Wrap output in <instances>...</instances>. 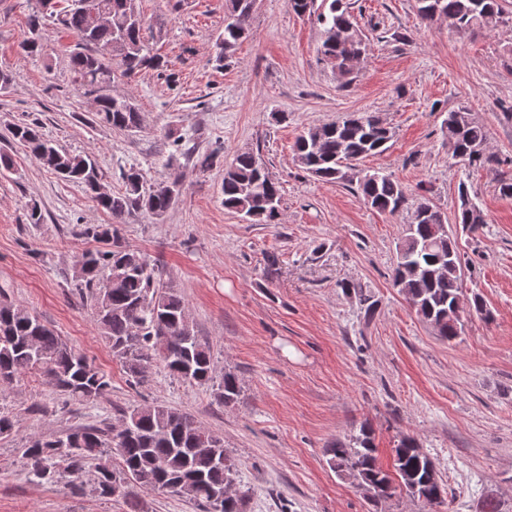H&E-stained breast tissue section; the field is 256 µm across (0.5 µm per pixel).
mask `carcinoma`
Returning a JSON list of instances; mask_svg holds the SVG:
<instances>
[{"instance_id": "carcinoma-1", "label": "carcinoma", "mask_w": 512, "mask_h": 512, "mask_svg": "<svg viewBox=\"0 0 512 512\" xmlns=\"http://www.w3.org/2000/svg\"><path fill=\"white\" fill-rule=\"evenodd\" d=\"M55 13L56 25L78 39L70 54L76 82L88 92H98L94 109L100 122L124 131L141 128L142 115L131 100L109 93L115 72L131 76L153 65L144 45V20L132 0H93L108 14L95 23L82 0ZM422 21L434 16L453 23V31L466 37L512 20L506 0H418ZM252 0H226L224 33L216 42L217 60L229 61L248 35ZM321 25V59L350 80L368 51L367 38L356 27L345 0H322L316 15ZM112 48L105 57L99 48ZM34 56L42 49L41 22L34 16L31 37L22 45ZM448 154L473 169L493 174L504 196L512 197V175L507 177L498 156L487 151L488 131L465 105L446 112ZM12 138L29 149L32 157L59 178L93 193L97 204L112 218L148 213L161 217L176 203L166 182L148 184L141 171H120L123 189L102 196L90 177L97 174L88 155L70 154L45 139L35 123L16 124ZM392 133L372 113L314 127L294 145L297 162L310 176L326 183L356 187L371 208L394 215L407 204L402 184L379 171L357 175L354 169L365 157L387 150ZM224 208L257 224H276L280 218V185L254 153L238 154L224 170ZM457 223L477 231L486 223L483 210L459 188ZM84 235L109 245L106 250L85 251L73 273L75 293L92 303L96 324L126 369L129 384L143 386L156 364L173 377L211 389L221 406L235 404L241 396L237 377L215 376L210 346L197 336L193 323H184V299L171 285L156 278L154 267L138 250L121 243L112 224L91 225ZM393 285L443 342L456 340L463 328L454 305L462 297V260L457 240L448 232L442 213L425 198L411 214L397 252ZM28 376L71 401L93 403L110 389L105 373L67 345L36 314L21 305L0 301V378L8 382ZM123 432L110 423L77 425L64 436H32L24 450L26 470L33 481L52 483L63 475L74 477L71 489L83 493L77 478L95 462L92 491L109 500L126 498L134 489L180 493L179 484L192 482V500L203 512H246L249 490L241 488L238 469L224 439L176 408L145 403L123 412ZM328 464L340 476L352 478L372 506L392 498L397 490L429 510L447 501L448 487L435 462L417 442L403 436L394 448V472L378 461L373 432L365 424L327 450Z\"/></svg>"}]
</instances>
